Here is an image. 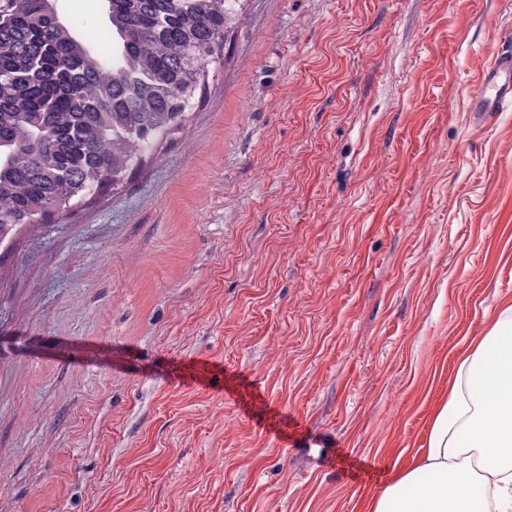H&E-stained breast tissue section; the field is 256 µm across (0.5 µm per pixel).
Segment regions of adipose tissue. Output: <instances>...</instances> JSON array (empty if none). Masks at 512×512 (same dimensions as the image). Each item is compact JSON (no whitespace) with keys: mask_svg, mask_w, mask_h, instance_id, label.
Returning a JSON list of instances; mask_svg holds the SVG:
<instances>
[{"mask_svg":"<svg viewBox=\"0 0 512 512\" xmlns=\"http://www.w3.org/2000/svg\"><path fill=\"white\" fill-rule=\"evenodd\" d=\"M369 512H512V304L460 353L424 457Z\"/></svg>","mask_w":512,"mask_h":512,"instance_id":"obj_1","label":"adipose tissue"}]
</instances>
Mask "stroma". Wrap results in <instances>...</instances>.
<instances>
[{
	"instance_id": "1",
	"label": "stroma",
	"mask_w": 512,
	"mask_h": 512,
	"mask_svg": "<svg viewBox=\"0 0 512 512\" xmlns=\"http://www.w3.org/2000/svg\"><path fill=\"white\" fill-rule=\"evenodd\" d=\"M236 9L179 126L0 242V512H367L512 299V0ZM512 101V47L503 48L483 72L473 112L492 120Z\"/></svg>"
}]
</instances>
